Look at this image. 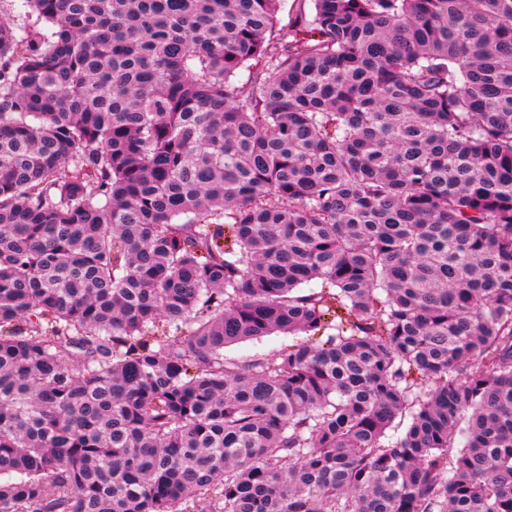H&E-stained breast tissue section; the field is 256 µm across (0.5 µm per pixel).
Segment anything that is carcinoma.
Wrapping results in <instances>:
<instances>
[{
    "label": "carcinoma",
    "mask_w": 512,
    "mask_h": 512,
    "mask_svg": "<svg viewBox=\"0 0 512 512\" xmlns=\"http://www.w3.org/2000/svg\"><path fill=\"white\" fill-rule=\"evenodd\" d=\"M284 2L0 16V512H512V0ZM291 342L292 336L275 333L258 340L232 345L224 350V354L230 358H245L256 354L273 357L280 348Z\"/></svg>",
    "instance_id": "carcinoma-1"
}]
</instances>
